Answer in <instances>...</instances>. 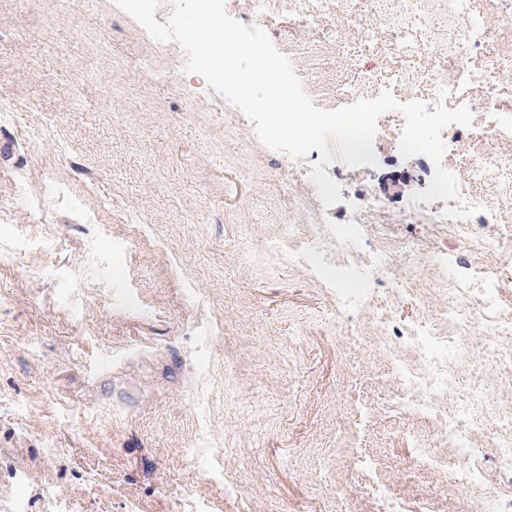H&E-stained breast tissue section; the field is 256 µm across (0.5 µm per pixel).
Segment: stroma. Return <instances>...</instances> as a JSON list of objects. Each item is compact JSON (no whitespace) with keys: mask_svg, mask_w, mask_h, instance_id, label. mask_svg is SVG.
<instances>
[{"mask_svg":"<svg viewBox=\"0 0 512 512\" xmlns=\"http://www.w3.org/2000/svg\"><path fill=\"white\" fill-rule=\"evenodd\" d=\"M336 8L342 47L311 81L359 101L387 18ZM184 66L115 0H0V512H48L50 490L74 512H492L512 488L490 458L482 492L453 481L435 416L396 405L377 322L441 328L452 277L492 278L512 307V184L470 185L476 230L499 240L483 254L406 223L433 171L393 139L355 173L332 157L342 200L324 205ZM494 132L512 127L479 110L456 126L449 172ZM375 197L383 226L357 229ZM300 203L363 257L381 230L415 242L395 274L420 299L340 312L355 274L270 251Z\"/></svg>","mask_w":512,"mask_h":512,"instance_id":"1","label":"stroma"}]
</instances>
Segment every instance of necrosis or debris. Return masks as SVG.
<instances>
[{"instance_id":"1","label":"necrosis or debris","mask_w":512,"mask_h":512,"mask_svg":"<svg viewBox=\"0 0 512 512\" xmlns=\"http://www.w3.org/2000/svg\"><path fill=\"white\" fill-rule=\"evenodd\" d=\"M335 0H257L252 13L242 20L250 25L267 23L288 16L305 27L322 28L321 39L289 46L290 55L301 63L299 77H306L312 67L329 49L335 48L336 39L332 28L335 16L331 6ZM380 10L391 15V30L386 43L389 55L401 57L411 52L417 42L413 13L424 19L442 21L443 26L434 35L429 45L435 64L426 75L413 69L398 66L390 71L394 82L422 80L426 85L425 102H435L440 88H447V108L461 105L458 94L459 80L484 92L478 101L479 109L486 112L502 111L503 106L493 84L496 69L511 67L512 59L498 57L483 64H476L477 56L484 53L486 45L495 36L494 30L479 26L467 7V0H377ZM487 178L497 182L512 181V162L499 163L481 153H474L473 160L458 178L460 195L467 202L475 197L469 190L471 180ZM443 206L439 203L418 202L410 204L405 219L411 224H445L449 235L471 239L479 249L488 252L497 246L495 237L475 231L469 219L444 218ZM274 251L288 257L289 261L303 263L318 253H327L337 266H355L354 255L347 249L344 240L336 236L327 224L312 220L304 224L284 225L273 244ZM498 285L495 281H456L450 290L448 305L449 337L424 329L406 330L392 319L384 317L379 329L388 340L383 348L391 357L398 373V388L402 399L415 402L427 412L436 414L448 439L457 466L453 478L457 484L468 489L479 488L484 462L483 447L476 440V421H488L494 403L488 391L474 386L461 397L454 398L459 372L477 377H486L489 366L506 369L507 382H512V344L503 345L502 340L512 335V309L497 301ZM494 315L492 325L487 328L485 341L476 345L470 340L472 330L481 326L482 312ZM456 343L459 366H449L445 340Z\"/></svg>"}]
</instances>
